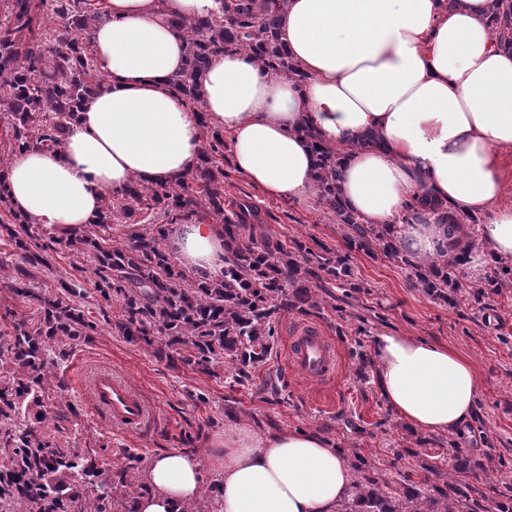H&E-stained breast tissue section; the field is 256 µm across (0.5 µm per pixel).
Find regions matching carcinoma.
Listing matches in <instances>:
<instances>
[{
  "label": "carcinoma",
  "mask_w": 512,
  "mask_h": 512,
  "mask_svg": "<svg viewBox=\"0 0 512 512\" xmlns=\"http://www.w3.org/2000/svg\"><path fill=\"white\" fill-rule=\"evenodd\" d=\"M0 123L6 140L0 146V172L32 147L59 148L86 99L105 85L91 49L93 32L106 20L95 0H0ZM221 9L208 15L173 17L168 23L184 41L183 68L170 79L189 101H200L197 76L213 56L240 52L285 78L303 79L280 38L281 15L288 0H219ZM494 27L500 46L512 51V3ZM60 19L76 37L53 36L45 20ZM204 137L200 162L189 174L168 184L145 185L133 178L120 191L101 199L92 223L51 228L49 241L68 250L75 269L93 277L94 290L105 304L117 302L118 332L141 343L173 364L200 373L215 364L231 363L232 382L252 383L253 372L270 357L280 314L320 308V292L335 283L358 289L343 257L323 247L317 254L297 241L288 244L267 234L256 236L248 217L252 206L238 205L235 217L224 215V133L213 129L199 112ZM317 168L314 188L329 218L347 230L349 248L390 259L400 258L396 237L386 225L362 224L346 208L337 188L342 149L322 141L314 145ZM411 207L441 214L455 249L419 262L415 287L434 300L455 305L460 297L481 301L487 289L512 288V267H497L484 284L463 281L469 252L476 242L464 225L444 212V204L426 193L412 197ZM0 210L10 223L0 229L14 245V260L0 258V288L38 305L39 318L0 311V508L12 512H133L136 489L125 476L104 477L90 453L61 443L44 429L67 419L72 407L55 393L63 390L58 368L66 345L97 329L74 297L75 286L60 282V292L25 286L30 268L50 269L48 258L32 247L38 220L12 209L0 189ZM209 220L224 227V271L219 277L187 274L163 247V227L178 220ZM126 230L112 237V225ZM32 423H26V420ZM356 494L339 512H512V496L489 479V506L470 499L465 477L479 469L496 472L493 457L474 460L458 451L443 485L425 489L406 484L391 488L388 479L361 456H354Z\"/></svg>",
  "instance_id": "obj_1"
}]
</instances>
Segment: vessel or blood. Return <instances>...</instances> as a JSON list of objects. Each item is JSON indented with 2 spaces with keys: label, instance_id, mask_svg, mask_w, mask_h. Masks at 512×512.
<instances>
[{
  "label": "vessel or blood",
  "instance_id": "obj_1",
  "mask_svg": "<svg viewBox=\"0 0 512 512\" xmlns=\"http://www.w3.org/2000/svg\"><path fill=\"white\" fill-rule=\"evenodd\" d=\"M287 360L290 367L316 384L333 381L340 370L336 346L323 331L311 326L300 327L289 336ZM86 400L92 412L103 413L106 422L118 428L141 429L154 417L144 393L109 369L91 376Z\"/></svg>",
  "mask_w": 512,
  "mask_h": 512
}]
</instances>
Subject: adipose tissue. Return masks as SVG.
Listing matches in <instances>:
<instances>
[{
  "label": "adipose tissue",
  "instance_id": "1",
  "mask_svg": "<svg viewBox=\"0 0 512 512\" xmlns=\"http://www.w3.org/2000/svg\"><path fill=\"white\" fill-rule=\"evenodd\" d=\"M493 0H288L282 38L305 73L285 78L239 53L198 76L193 108L169 83L184 63L172 16L207 15L216 0H104L94 32L107 83L85 102L62 145L13 161L14 208L50 226L89 224L101 197L139 178L187 174L203 150L199 113L228 133L237 171L272 198L302 202L314 189L316 154L305 128L344 150L341 195L365 224H391L402 251L421 260L449 239L436 215L409 210L427 193L464 219L486 215L484 255L512 265V52L493 36ZM367 131L379 149L348 148ZM185 267L224 270V231L210 221L164 227ZM377 386L399 419L423 433L462 431L480 378L448 347L399 331L376 336ZM224 472L210 488L218 512H336L352 498L340 448L315 432L261 436L232 424L218 443ZM202 463L179 450L149 462L134 512H185L201 492Z\"/></svg>",
  "mask_w": 512,
  "mask_h": 512
}]
</instances>
